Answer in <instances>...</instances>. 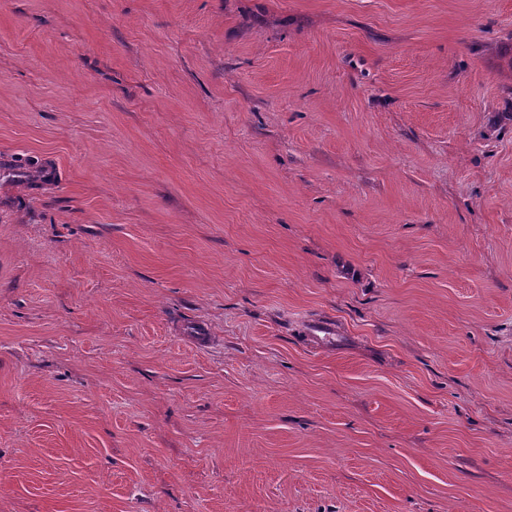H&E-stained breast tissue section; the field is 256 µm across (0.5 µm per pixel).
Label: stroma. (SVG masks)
<instances>
[{
	"instance_id": "1",
	"label": "stroma",
	"mask_w": 512,
	"mask_h": 512,
	"mask_svg": "<svg viewBox=\"0 0 512 512\" xmlns=\"http://www.w3.org/2000/svg\"><path fill=\"white\" fill-rule=\"evenodd\" d=\"M0 512H512V0H0Z\"/></svg>"
}]
</instances>
